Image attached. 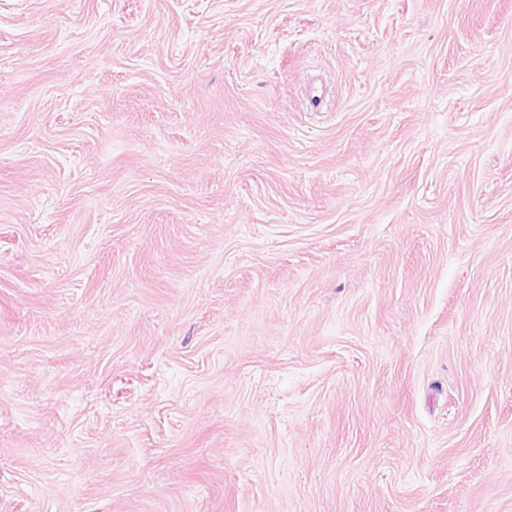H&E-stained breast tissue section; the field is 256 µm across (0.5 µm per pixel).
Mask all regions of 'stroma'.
Instances as JSON below:
<instances>
[{"label": "stroma", "mask_w": 512, "mask_h": 512, "mask_svg": "<svg viewBox=\"0 0 512 512\" xmlns=\"http://www.w3.org/2000/svg\"><path fill=\"white\" fill-rule=\"evenodd\" d=\"M0 512H512V0H0Z\"/></svg>", "instance_id": "1"}]
</instances>
